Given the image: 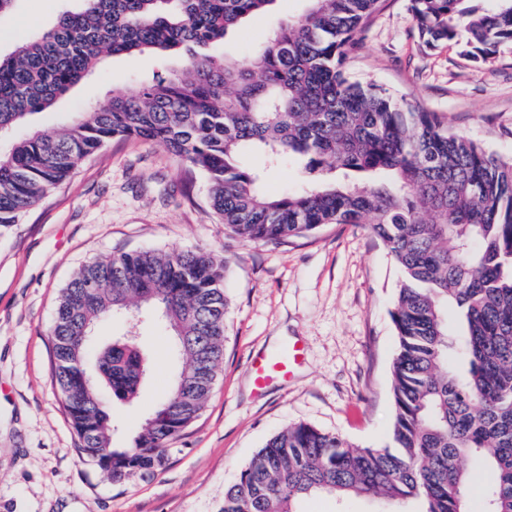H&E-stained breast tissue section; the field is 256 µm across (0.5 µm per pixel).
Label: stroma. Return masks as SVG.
I'll use <instances>...</instances> for the list:
<instances>
[{"instance_id":"stroma-1","label":"stroma","mask_w":512,"mask_h":512,"mask_svg":"<svg viewBox=\"0 0 512 512\" xmlns=\"http://www.w3.org/2000/svg\"><path fill=\"white\" fill-rule=\"evenodd\" d=\"M76 0H17L0 19V53L51 27ZM408 0H385L346 70L421 103L449 130L512 157V45L478 66L460 44L418 39ZM305 0H277L229 32L222 53L245 61ZM169 64L152 55L109 59L53 108L40 128L67 123L113 91ZM168 149L112 140L19 223L0 229V512H221L224 490L272 435L307 423L353 446L384 444L393 419L390 310L398 270L362 226L327 224L273 245L230 236L210 212L206 181L183 183ZM212 248L224 256V361L198 419L176 437L164 468L124 485L78 458L52 374L51 324L62 288L83 265L119 252ZM153 368L139 401L116 405L114 447L130 445L180 368L164 331H145ZM301 344L288 381L255 394L252 360Z\"/></svg>"}]
</instances>
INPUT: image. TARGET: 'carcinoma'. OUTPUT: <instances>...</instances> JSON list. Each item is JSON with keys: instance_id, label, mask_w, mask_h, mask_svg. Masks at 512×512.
Returning a JSON list of instances; mask_svg holds the SVG:
<instances>
[{"instance_id": "carcinoma-1", "label": "carcinoma", "mask_w": 512, "mask_h": 512, "mask_svg": "<svg viewBox=\"0 0 512 512\" xmlns=\"http://www.w3.org/2000/svg\"><path fill=\"white\" fill-rule=\"evenodd\" d=\"M78 2L0 54V227L18 223L109 141L144 139L205 177L212 212L242 240L280 244L324 224H364L400 273L387 443L358 448L290 425L225 489L222 512H296L321 494L370 501L376 512H512V158L345 75L383 0H308L243 63L218 44L276 0ZM409 11L426 47L464 35L475 63L512 43V0L491 10L409 0ZM131 53L177 66L59 130L15 136L106 58ZM246 154L263 156L265 167L242 164ZM290 157L305 186L265 193L266 169ZM228 305L224 260L207 249L123 252L74 275L47 335L82 461L117 485L164 466L213 389ZM133 310L141 311L136 339L115 336L100 348L71 341ZM157 324L172 331L182 367L131 445L114 448L110 406L138 401L151 370L141 333ZM91 357L101 374L86 389Z\"/></svg>"}]
</instances>
